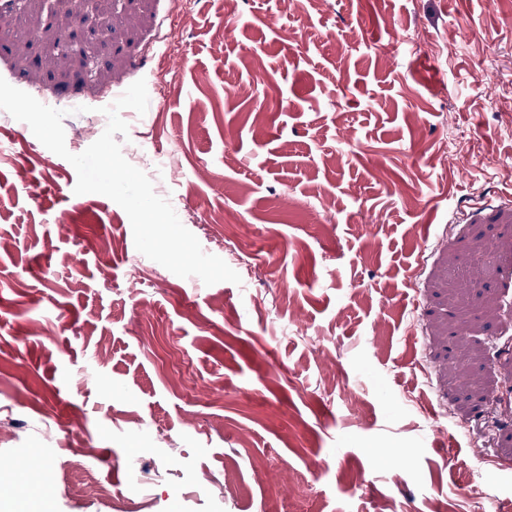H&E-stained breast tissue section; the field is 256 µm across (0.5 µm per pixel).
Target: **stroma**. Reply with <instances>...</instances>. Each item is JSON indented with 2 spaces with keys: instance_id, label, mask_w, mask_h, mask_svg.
<instances>
[{
  "instance_id": "1",
  "label": "stroma",
  "mask_w": 512,
  "mask_h": 512,
  "mask_svg": "<svg viewBox=\"0 0 512 512\" xmlns=\"http://www.w3.org/2000/svg\"><path fill=\"white\" fill-rule=\"evenodd\" d=\"M112 22L62 63L77 14L0 0V77L85 105L74 154L145 79L121 116L155 193L251 278L142 257L0 110V478L37 458L49 512H512V468L484 476L512 461V205L460 221L512 195V0H129ZM134 462L156 481L130 489Z\"/></svg>"
}]
</instances>
